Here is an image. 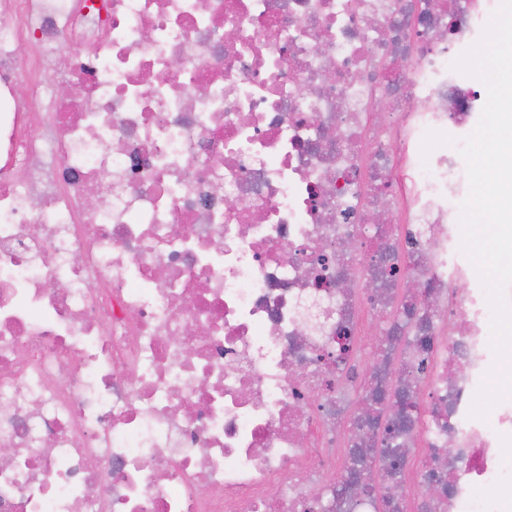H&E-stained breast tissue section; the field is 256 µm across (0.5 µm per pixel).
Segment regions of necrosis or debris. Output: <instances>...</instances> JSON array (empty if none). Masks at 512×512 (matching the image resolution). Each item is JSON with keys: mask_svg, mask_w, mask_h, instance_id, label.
<instances>
[{"mask_svg": "<svg viewBox=\"0 0 512 512\" xmlns=\"http://www.w3.org/2000/svg\"><path fill=\"white\" fill-rule=\"evenodd\" d=\"M495 8L0 0V512H512L456 268Z\"/></svg>", "mask_w": 512, "mask_h": 512, "instance_id": "obj_1", "label": "necrosis or debris"}]
</instances>
